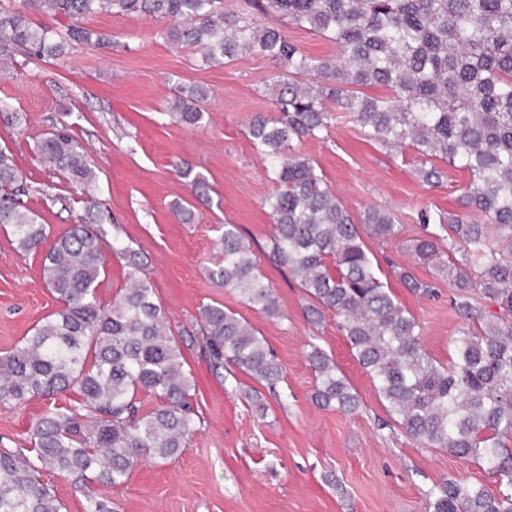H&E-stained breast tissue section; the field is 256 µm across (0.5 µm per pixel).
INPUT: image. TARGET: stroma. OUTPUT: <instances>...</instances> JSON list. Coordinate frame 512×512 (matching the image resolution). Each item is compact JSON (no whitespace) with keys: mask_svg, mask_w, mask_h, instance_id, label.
Wrapping results in <instances>:
<instances>
[{"mask_svg":"<svg viewBox=\"0 0 512 512\" xmlns=\"http://www.w3.org/2000/svg\"><path fill=\"white\" fill-rule=\"evenodd\" d=\"M83 24L111 36V48L71 43L64 55L17 54L9 77L0 76V102L22 115L0 119V148L12 152L29 193L31 210L50 237L86 217L94 195L108 221L104 229L139 252L154 300L182 336L185 368L196 390L191 400L201 427L181 455L164 464L136 466L119 487L97 485L115 512H426V494L444 478L495 488L484 464L417 443L391 416L365 370L354 359L333 314L308 322L303 289L266 259L273 224L263 199L272 185L248 137L255 113L274 109L278 67L250 55L214 65L200 54L171 48L157 32L163 21L147 15L99 13ZM208 89L209 113L201 126L172 119L168 107L178 87ZM67 125L96 172L90 189L54 170L35 146L56 126ZM301 153L317 161L331 188L355 214L370 206L390 211L396 239L365 237L381 279L417 318L426 351L445 363L463 319L450 304L447 279L412 261L401 244L431 233L420 208L457 211L468 172L446 168L443 181L424 184L423 160L414 152L389 156L343 117L323 140H308ZM207 179V200L195 199L176 162ZM191 204L184 223L177 205ZM220 224L238 225L260 254L281 317L271 318L217 287L207 269L218 250ZM45 249L18 250L0 228V352L11 349L59 304L44 283ZM434 281L427 298L404 287L398 272ZM223 304L265 336L285 369L276 387L256 382L233 363L214 366L198 343L196 319L204 304ZM318 346L335 362L359 397L356 412L316 407L314 373L306 355ZM50 402L35 398L0 405V442L26 443Z\"/></svg>","mask_w":512,"mask_h":512,"instance_id":"stroma-1","label":"stroma"}]
</instances>
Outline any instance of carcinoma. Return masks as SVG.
<instances>
[{
    "label": "carcinoma",
    "mask_w": 512,
    "mask_h": 512,
    "mask_svg": "<svg viewBox=\"0 0 512 512\" xmlns=\"http://www.w3.org/2000/svg\"><path fill=\"white\" fill-rule=\"evenodd\" d=\"M66 20L65 29L35 27L27 12ZM98 13L144 14L173 25L158 35L178 49H196L207 63L243 56L273 59L275 113H257L249 135L270 174L265 199L275 224L269 252L299 279L311 302L313 324L324 311L338 319L351 352L371 378L391 415L428 448L485 464L497 490L445 478L427 493L428 512H512V0H0V56L20 51L57 56L77 42L107 47L111 38L79 25ZM310 29L336 55L305 54L281 19ZM208 98L200 86L181 87L169 106L176 120L197 125ZM347 112L370 141L395 157L411 149L430 166L422 181L435 185L439 160L470 174L457 200L464 214L424 209L421 224L448 225V246L434 236L411 240L406 250L448 274L451 302L465 325L453 339L448 363L421 345V326L385 288L378 263L363 241L399 233L386 209L353 214L300 153L304 140L328 132ZM51 167L89 185L95 172L67 128L37 145ZM11 152L0 149V226L17 248L39 249L45 225L23 200ZM97 212L93 224H74L50 246L42 266L59 308L0 354V403L72 394L36 421L31 448L0 443V512H62L45 470L69 479L86 500L85 512H113L95 493L99 482L120 486L141 462H167L199 431L190 403L195 383L138 253L106 239ZM222 261L210 278L269 317L281 316L260 261L235 224L224 225ZM124 255L129 284L106 306L97 294L106 252ZM405 287L423 296L435 285L410 272ZM480 294L499 311L474 301ZM204 345L214 363L228 359L273 387L283 367L264 336L221 304L200 307ZM316 387L312 401L344 412L359 399L320 348L307 354Z\"/></svg>",
    "instance_id": "obj_1"
}]
</instances>
